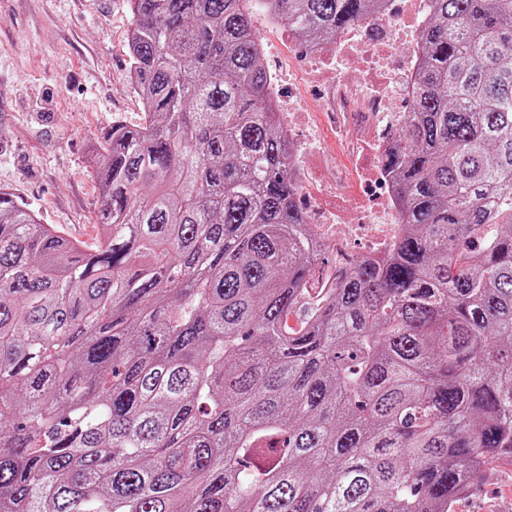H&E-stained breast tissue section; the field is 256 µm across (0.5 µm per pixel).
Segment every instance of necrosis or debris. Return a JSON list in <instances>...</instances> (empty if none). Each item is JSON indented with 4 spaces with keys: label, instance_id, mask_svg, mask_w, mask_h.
Here are the masks:
<instances>
[{
    "label": "necrosis or debris",
    "instance_id": "4bbe7bcc",
    "mask_svg": "<svg viewBox=\"0 0 512 512\" xmlns=\"http://www.w3.org/2000/svg\"><path fill=\"white\" fill-rule=\"evenodd\" d=\"M425 14L424 0H387L380 13L336 41V57L344 65L336 70L331 100L337 111L365 113L368 148L381 146L383 137L403 121L400 104L406 101L415 80L416 42ZM395 70L401 72L402 82L393 92L387 87V76ZM363 176L383 187V200L364 208L354 224L333 233L322 229L319 238L323 243L339 248L345 239L358 236L374 240L382 251L399 234L401 226L388 173L377 165Z\"/></svg>",
    "mask_w": 512,
    "mask_h": 512
}]
</instances>
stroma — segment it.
I'll use <instances>...</instances> for the list:
<instances>
[{
    "label": "stroma",
    "instance_id": "35a3bbf8",
    "mask_svg": "<svg viewBox=\"0 0 512 512\" xmlns=\"http://www.w3.org/2000/svg\"><path fill=\"white\" fill-rule=\"evenodd\" d=\"M253 25L272 73L292 71L279 84L281 98L299 101L326 151L308 159L301 178L309 198L325 194L346 175L353 204L376 200L379 189L357 178L377 163L369 150H354L361 126L332 116L330 85L334 48H327L321 79L300 81L307 57L286 23L257 9ZM132 15L126 0H0V187L12 190L43 223L69 238L96 245L102 199L93 175L92 148L112 123L141 125V104L129 78L127 38ZM457 512H512V468L496 467L464 494Z\"/></svg>",
    "mask_w": 512,
    "mask_h": 512
}]
</instances>
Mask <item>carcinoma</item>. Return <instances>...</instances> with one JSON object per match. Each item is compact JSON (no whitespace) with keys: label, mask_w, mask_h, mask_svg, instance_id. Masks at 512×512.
<instances>
[{"label":"carcinoma","mask_w":512,"mask_h":512,"mask_svg":"<svg viewBox=\"0 0 512 512\" xmlns=\"http://www.w3.org/2000/svg\"><path fill=\"white\" fill-rule=\"evenodd\" d=\"M259 1L305 47L381 7L127 0L97 245L0 188V512H456L512 467V0H429L402 231L316 290Z\"/></svg>","instance_id":"carcinoma-1"}]
</instances>
